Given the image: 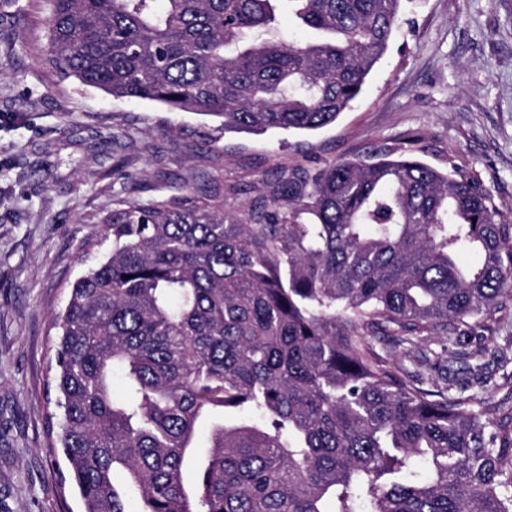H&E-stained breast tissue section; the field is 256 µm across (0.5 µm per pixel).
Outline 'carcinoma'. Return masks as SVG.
Wrapping results in <instances>:
<instances>
[{"mask_svg":"<svg viewBox=\"0 0 512 512\" xmlns=\"http://www.w3.org/2000/svg\"><path fill=\"white\" fill-rule=\"evenodd\" d=\"M49 2L62 73L262 134L349 111L405 0H288L314 33L298 44L259 37L280 0ZM417 153L279 170L243 220L224 183L101 218L112 250L53 321L84 512H130L127 487L140 512H512V375L488 361L512 314V220L479 175Z\"/></svg>","mask_w":512,"mask_h":512,"instance_id":"carcinoma-1","label":"carcinoma"}]
</instances>
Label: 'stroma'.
<instances>
[{"label": "stroma", "mask_w": 512, "mask_h": 512, "mask_svg": "<svg viewBox=\"0 0 512 512\" xmlns=\"http://www.w3.org/2000/svg\"><path fill=\"white\" fill-rule=\"evenodd\" d=\"M47 0H0V512H82L49 447L51 324L112 238L121 199L147 203L219 181L244 214L277 169L420 138V157L475 170L512 213V0H408L363 95L303 133L217 130L211 117L115 99L45 61Z\"/></svg>", "instance_id": "1"}]
</instances>
